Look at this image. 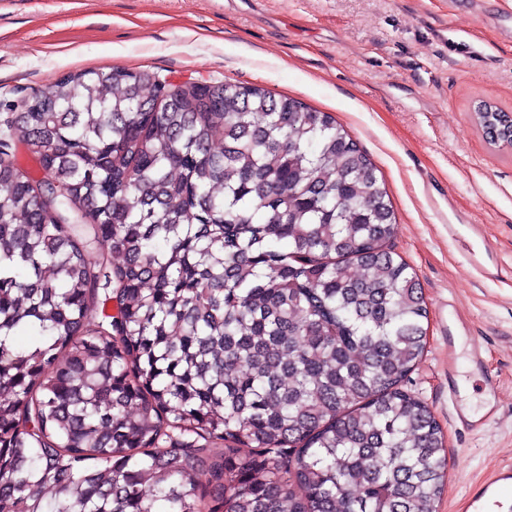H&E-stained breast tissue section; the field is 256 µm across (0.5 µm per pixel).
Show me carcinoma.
Wrapping results in <instances>:
<instances>
[{
  "instance_id": "obj_1",
  "label": "carcinoma",
  "mask_w": 512,
  "mask_h": 512,
  "mask_svg": "<svg viewBox=\"0 0 512 512\" xmlns=\"http://www.w3.org/2000/svg\"><path fill=\"white\" fill-rule=\"evenodd\" d=\"M395 225L293 98L124 68L32 93L0 121V512H435Z\"/></svg>"
}]
</instances>
